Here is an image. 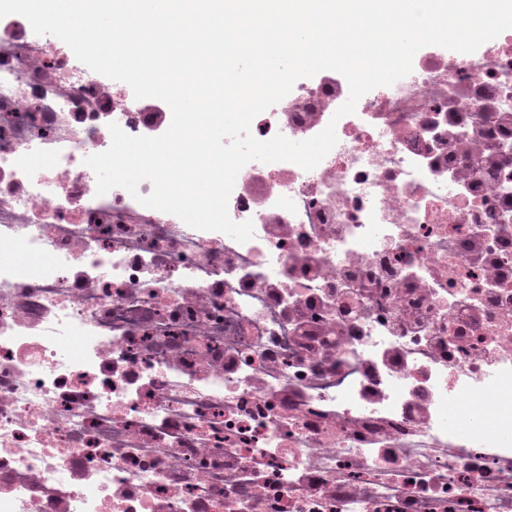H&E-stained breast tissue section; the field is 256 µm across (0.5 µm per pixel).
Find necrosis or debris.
Listing matches in <instances>:
<instances>
[{
  "label": "necrosis or debris",
  "instance_id": "1",
  "mask_svg": "<svg viewBox=\"0 0 512 512\" xmlns=\"http://www.w3.org/2000/svg\"><path fill=\"white\" fill-rule=\"evenodd\" d=\"M348 95L254 118L338 143L240 170V243L97 195L165 125L0 23V512H512V30Z\"/></svg>",
  "mask_w": 512,
  "mask_h": 512
}]
</instances>
